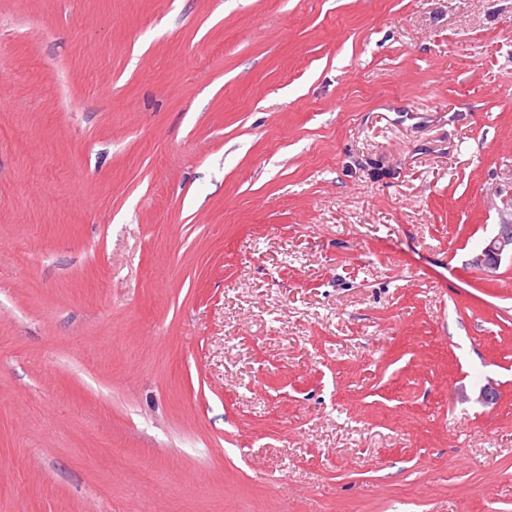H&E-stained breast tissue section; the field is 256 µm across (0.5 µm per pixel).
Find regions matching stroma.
Wrapping results in <instances>:
<instances>
[{
  "label": "stroma",
  "instance_id": "1",
  "mask_svg": "<svg viewBox=\"0 0 512 512\" xmlns=\"http://www.w3.org/2000/svg\"><path fill=\"white\" fill-rule=\"evenodd\" d=\"M503 224L512 0H0V512H512ZM508 255L512 259V224H503L469 264L486 276H493Z\"/></svg>",
  "mask_w": 512,
  "mask_h": 512
}]
</instances>
